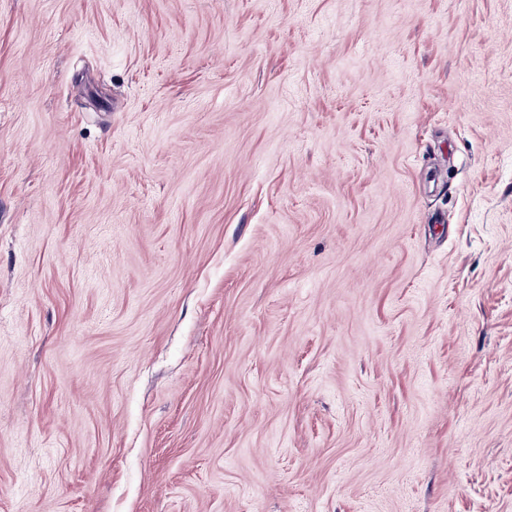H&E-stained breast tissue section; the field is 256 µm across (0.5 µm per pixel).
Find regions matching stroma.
<instances>
[{
	"instance_id": "35a3bbf8",
	"label": "stroma",
	"mask_w": 512,
	"mask_h": 512,
	"mask_svg": "<svg viewBox=\"0 0 512 512\" xmlns=\"http://www.w3.org/2000/svg\"><path fill=\"white\" fill-rule=\"evenodd\" d=\"M0 512H512V0H0Z\"/></svg>"
}]
</instances>
